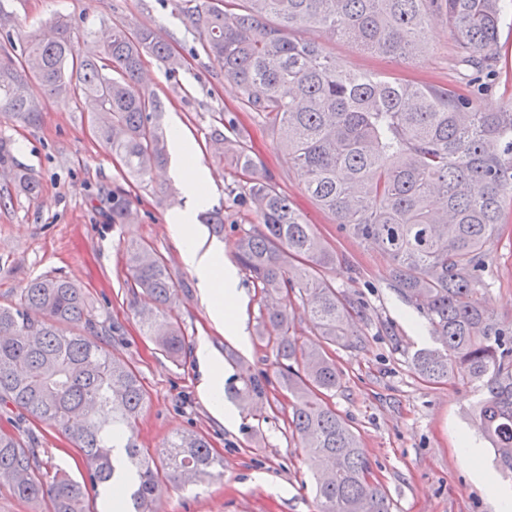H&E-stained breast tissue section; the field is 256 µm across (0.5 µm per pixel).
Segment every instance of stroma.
<instances>
[{
    "mask_svg": "<svg viewBox=\"0 0 512 512\" xmlns=\"http://www.w3.org/2000/svg\"><path fill=\"white\" fill-rule=\"evenodd\" d=\"M59 18L71 22L81 50L122 21L154 29L182 57L183 66L173 77L153 57H145L141 79L164 103V129L180 123L195 140L187 165L212 176L206 185L209 206L223 211L224 235L212 236L203 223L198 230L204 245L218 251L225 263L235 261L236 238L258 225L253 212L236 204L239 177L210 139L222 119L231 116L238 118L255 157L280 191L336 251V265L320 274L364 302L361 328L367 339L363 349L336 350L343 379L330 402L359 437L372 478L391 499L393 512H497L474 478L478 470L496 471L494 454L473 424L482 384L454 378L429 384L415 374L413 354L435 345L424 318L391 287L383 255L339 230L307 195L264 123L241 111L237 88L203 53L185 13L172 0H0V27L5 29L31 32ZM302 36L322 40L330 56L357 71L406 75L457 89L466 85L441 18L430 22L428 55L412 62L381 58L346 40H326L316 30ZM32 93L40 106L36 121L0 113V143L40 184L39 194L31 197L0 176V305L10 303L32 278L69 277L84 288L96 324L118 326L107 348L134 367L149 393L137 429L139 446L159 448L178 431L208 439L224 461L219 475L183 487L166 485L161 512H318L314 472L287 429L292 400L280 385L260 297L245 272L237 274L247 334L246 344L240 345L214 326L196 274L168 229L188 206L180 183L164 168L131 181L132 216L126 223H112V186L122 180L120 162L96 137L77 102H61L37 85ZM140 242L166 260L176 282L178 297L170 314L188 338L182 361H172L142 333L138 309L131 303L125 250ZM480 297L502 324L512 326V223L500 228ZM203 340L224 365L225 386L237 385L244 365L267 375L268 395L260 411L248 414L228 397L224 406L234 410L235 420L227 423L214 415L200 387L203 372L196 350ZM1 429L37 437L44 465L66 467L77 479L84 476L79 449L62 433L0 405ZM468 440L481 450L471 461L461 451Z\"/></svg>",
    "mask_w": 512,
    "mask_h": 512,
    "instance_id": "1",
    "label": "stroma"
}]
</instances>
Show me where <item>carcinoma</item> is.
Listing matches in <instances>:
<instances>
[{"label": "carcinoma", "instance_id": "carcinoma-1", "mask_svg": "<svg viewBox=\"0 0 512 512\" xmlns=\"http://www.w3.org/2000/svg\"><path fill=\"white\" fill-rule=\"evenodd\" d=\"M507 0H208L187 10L207 57L234 84L242 108L269 128L305 192L351 238L374 245L389 260L394 290L423 313L436 347L417 351L414 371L438 383L454 376L482 382L487 395L475 424L494 452L496 469L512 473V328L480 302L492 252L512 200V94L493 111L481 101L498 73V40ZM448 22L456 60L469 89L418 84L403 76L356 73L336 63L322 43L297 39L317 29L382 58L419 60L430 46L427 24ZM170 76L181 59L154 32L114 24L93 55L81 53L69 23L32 34L6 33L0 42V112L32 122L40 109L30 85L82 103L96 136L112 150L125 178L142 179L167 163L158 119L164 105L139 82L143 57ZM234 167L247 176L239 200L260 228L235 241L234 256L266 302L275 335L282 388L291 396V436L318 473L320 512H392L388 495L367 479L370 463L348 421L328 397L342 371L328 348L357 349L364 307L317 274L336 264L297 206L263 174L233 121L215 131ZM0 168L14 171L18 191L38 184L0 144ZM131 197L112 187V223L127 219ZM127 284L154 308L140 312L144 334L180 361L186 337L167 315L176 294L164 258L148 243L126 251ZM306 306L325 346L298 344L287 306ZM95 321L87 296L70 278L45 275L0 305V403H8L70 439L84 457L87 479L50 471L35 439L0 431V489L49 512H89L88 487L115 473L112 451L123 448L136 471L135 512H159L161 477L138 448L136 431L149 394L135 370L90 337ZM233 397H266L269 379L248 369ZM166 477L202 480L222 467L207 438L175 432L160 451Z\"/></svg>", "mask_w": 512, "mask_h": 512}]
</instances>
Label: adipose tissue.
Wrapping results in <instances>:
<instances>
[{
	"instance_id": "obj_1",
	"label": "adipose tissue",
	"mask_w": 512,
	"mask_h": 512,
	"mask_svg": "<svg viewBox=\"0 0 512 512\" xmlns=\"http://www.w3.org/2000/svg\"><path fill=\"white\" fill-rule=\"evenodd\" d=\"M171 140L176 158V163L170 170L171 175L181 183L184 193L193 199L196 207L206 206L207 175L186 168L182 163L183 158L195 150V141L178 125L172 129ZM170 230L185 262L194 270L203 286V295L212 310L214 322L221 327L225 338L244 342V327L240 316L241 300L234 270L226 267L217 253L203 247L192 212L181 213Z\"/></svg>"
}]
</instances>
